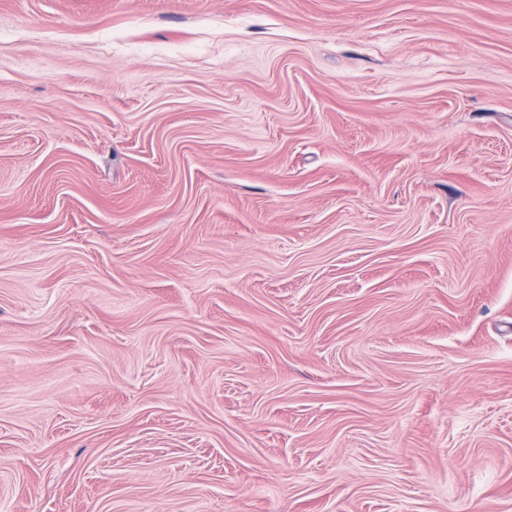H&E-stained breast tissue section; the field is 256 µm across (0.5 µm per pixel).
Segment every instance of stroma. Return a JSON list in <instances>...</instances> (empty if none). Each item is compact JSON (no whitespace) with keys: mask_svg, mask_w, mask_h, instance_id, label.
<instances>
[{"mask_svg":"<svg viewBox=\"0 0 512 512\" xmlns=\"http://www.w3.org/2000/svg\"><path fill=\"white\" fill-rule=\"evenodd\" d=\"M0 512H512V0H0Z\"/></svg>","mask_w":512,"mask_h":512,"instance_id":"obj_1","label":"stroma"}]
</instances>
